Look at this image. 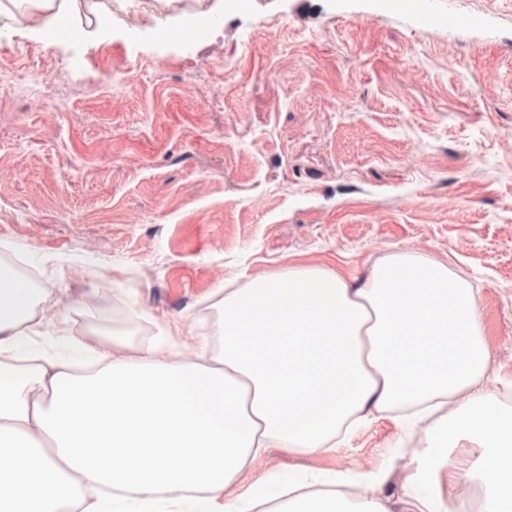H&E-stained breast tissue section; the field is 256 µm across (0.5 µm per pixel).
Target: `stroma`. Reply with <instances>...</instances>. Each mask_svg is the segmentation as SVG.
Segmentation results:
<instances>
[{
  "mask_svg": "<svg viewBox=\"0 0 512 512\" xmlns=\"http://www.w3.org/2000/svg\"><path fill=\"white\" fill-rule=\"evenodd\" d=\"M214 4L125 0L50 47L0 17V255L49 286L34 339L133 356L165 334L192 361L225 286L415 250L478 288L486 387L512 407V0H224L220 25L166 36ZM419 446L384 417L320 454L268 449L235 490L387 467L395 494Z\"/></svg>",
  "mask_w": 512,
  "mask_h": 512,
  "instance_id": "35a3bbf8",
  "label": "stroma"
}]
</instances>
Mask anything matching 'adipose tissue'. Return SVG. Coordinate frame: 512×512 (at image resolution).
<instances>
[{
  "label": "adipose tissue",
  "mask_w": 512,
  "mask_h": 512,
  "mask_svg": "<svg viewBox=\"0 0 512 512\" xmlns=\"http://www.w3.org/2000/svg\"><path fill=\"white\" fill-rule=\"evenodd\" d=\"M30 2L47 44L76 34L77 0ZM48 294L0 274V512H512V407L482 386L477 292L447 262L400 250L361 279L291 267L225 289L208 365L159 345L116 357L98 336L44 352L31 333ZM79 352L100 368L72 373ZM388 413L422 441L397 498L387 468L284 499L232 489L268 448L315 454ZM444 476L476 500L446 502Z\"/></svg>",
  "instance_id": "adipose-tissue-1"
}]
</instances>
